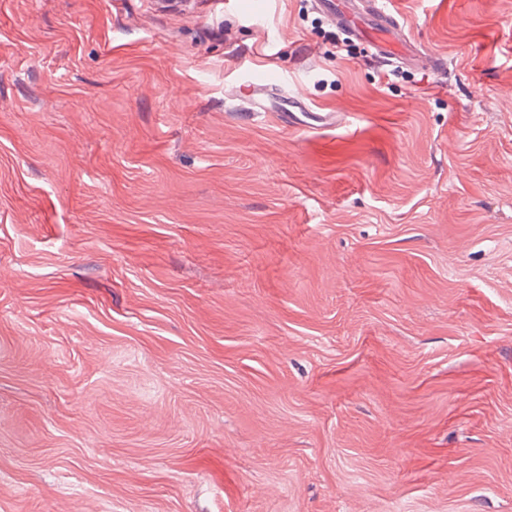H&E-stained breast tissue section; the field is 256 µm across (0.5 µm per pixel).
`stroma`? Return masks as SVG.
<instances>
[{"mask_svg": "<svg viewBox=\"0 0 512 512\" xmlns=\"http://www.w3.org/2000/svg\"><path fill=\"white\" fill-rule=\"evenodd\" d=\"M245 2L0 0V512H512V0ZM389 3L388 0H315V7L350 38L366 42L373 59L387 65L424 64L415 45L396 36L401 29L400 18ZM288 75L282 71L268 72L264 76L251 78L238 87L237 99L244 109L251 112H306L313 118L302 129H322L336 124V114L324 110L310 109L298 95L279 94V88L288 85ZM304 127V128H303Z\"/></svg>", "mask_w": 512, "mask_h": 512, "instance_id": "obj_1", "label": "stroma"}]
</instances>
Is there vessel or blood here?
I'll return each mask as SVG.
<instances>
[{
	"label": "vessel or blood",
	"instance_id": "1",
	"mask_svg": "<svg viewBox=\"0 0 512 512\" xmlns=\"http://www.w3.org/2000/svg\"><path fill=\"white\" fill-rule=\"evenodd\" d=\"M315 7L333 26L349 37L366 42L373 59L392 65L419 66L429 64L435 71L445 69L440 57L422 59L415 45L398 38L400 19L389 6V0H315ZM285 72L274 71L249 79L238 87L236 96L251 112H303L308 110L303 99L285 93Z\"/></svg>",
	"mask_w": 512,
	"mask_h": 512
}]
</instances>
